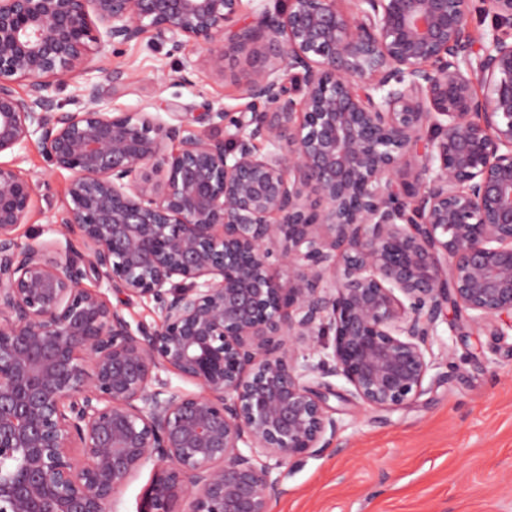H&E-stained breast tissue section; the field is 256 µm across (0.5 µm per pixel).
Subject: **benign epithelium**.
<instances>
[{
	"mask_svg": "<svg viewBox=\"0 0 512 512\" xmlns=\"http://www.w3.org/2000/svg\"><path fill=\"white\" fill-rule=\"evenodd\" d=\"M248 2L0 0V154L35 137L71 172L55 223L84 246L19 241L41 184L0 162V512H112L149 463L140 512H272V471L336 439L325 378L399 409L448 310L512 330V0L479 39L474 0ZM227 30L247 113L47 94L105 43Z\"/></svg>",
	"mask_w": 512,
	"mask_h": 512,
	"instance_id": "benign-epithelium-1",
	"label": "benign epithelium"
}]
</instances>
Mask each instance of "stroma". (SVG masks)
Wrapping results in <instances>:
<instances>
[{"instance_id":"1","label":"stroma","mask_w":512,"mask_h":512,"mask_svg":"<svg viewBox=\"0 0 512 512\" xmlns=\"http://www.w3.org/2000/svg\"><path fill=\"white\" fill-rule=\"evenodd\" d=\"M170 48L152 32L103 46L49 94L64 112L83 110L93 86L114 112L191 118L210 105L247 111L243 56L227 53L220 73L201 48L187 43L175 54ZM116 67L132 78L118 94L110 78ZM17 165L46 185L29 223L17 227L18 239L59 238L54 215L68 198L70 172L51 165L34 142L20 151ZM432 351L424 394L401 409L356 408L343 400L346 381L333 378L337 445L277 469L283 493L273 512H512V343L476 329L457 336L443 322Z\"/></svg>"}]
</instances>
